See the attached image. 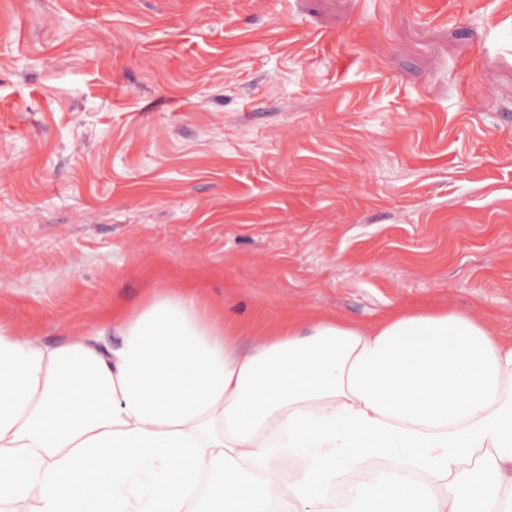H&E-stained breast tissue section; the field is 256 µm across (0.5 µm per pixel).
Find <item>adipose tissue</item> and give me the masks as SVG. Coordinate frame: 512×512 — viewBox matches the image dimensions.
Listing matches in <instances>:
<instances>
[{"label":"adipose tissue","mask_w":512,"mask_h":512,"mask_svg":"<svg viewBox=\"0 0 512 512\" xmlns=\"http://www.w3.org/2000/svg\"><path fill=\"white\" fill-rule=\"evenodd\" d=\"M0 512H512V342L445 308L248 333L193 288L52 348L0 322ZM393 468L389 459L384 457H367L352 463L342 470L341 475L336 479L335 483L331 486V492H336V486H340L348 482L362 481L366 477L372 480L377 479L387 473Z\"/></svg>","instance_id":"obj_1"}]
</instances>
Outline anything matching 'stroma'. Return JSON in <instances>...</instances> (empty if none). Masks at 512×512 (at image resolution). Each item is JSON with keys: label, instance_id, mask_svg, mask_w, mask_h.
<instances>
[{"label": "stroma", "instance_id": "stroma-1", "mask_svg": "<svg viewBox=\"0 0 512 512\" xmlns=\"http://www.w3.org/2000/svg\"><path fill=\"white\" fill-rule=\"evenodd\" d=\"M189 284L511 340L512 0H0V321Z\"/></svg>", "mask_w": 512, "mask_h": 512}]
</instances>
